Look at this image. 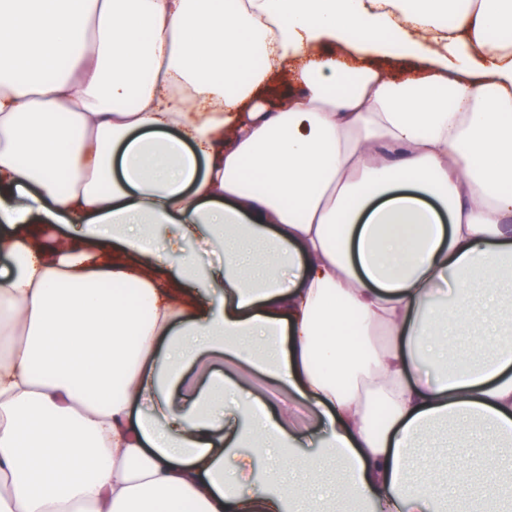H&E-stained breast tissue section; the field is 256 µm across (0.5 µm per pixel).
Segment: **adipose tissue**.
<instances>
[{"label":"adipose tissue","instance_id":"obj_1","mask_svg":"<svg viewBox=\"0 0 512 512\" xmlns=\"http://www.w3.org/2000/svg\"><path fill=\"white\" fill-rule=\"evenodd\" d=\"M493 30L512 0H0V512H308L286 472L335 465L373 512H435L412 448L448 423L456 512H512L482 473L512 345L475 305L512 295Z\"/></svg>","mask_w":512,"mask_h":512}]
</instances>
